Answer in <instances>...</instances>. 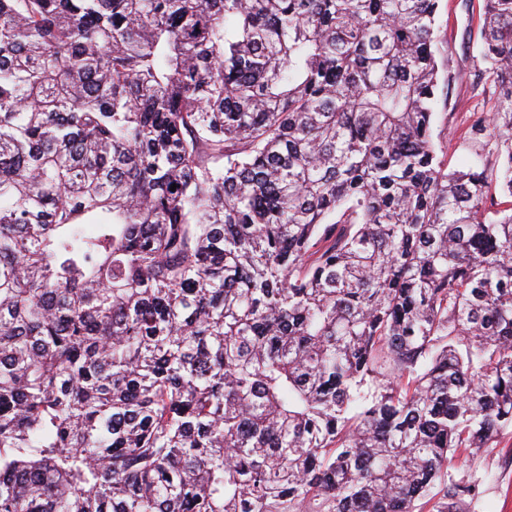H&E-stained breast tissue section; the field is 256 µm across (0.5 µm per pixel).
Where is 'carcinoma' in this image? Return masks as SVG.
I'll return each instance as SVG.
<instances>
[{
	"mask_svg": "<svg viewBox=\"0 0 512 512\" xmlns=\"http://www.w3.org/2000/svg\"><path fill=\"white\" fill-rule=\"evenodd\" d=\"M439 2L0 0V512L476 496L448 465L512 427V206L432 139Z\"/></svg>",
	"mask_w": 512,
	"mask_h": 512,
	"instance_id": "1",
	"label": "carcinoma"
}]
</instances>
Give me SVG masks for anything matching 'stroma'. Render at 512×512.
<instances>
[{"label":"stroma","instance_id":"35a3bbf8","mask_svg":"<svg viewBox=\"0 0 512 512\" xmlns=\"http://www.w3.org/2000/svg\"><path fill=\"white\" fill-rule=\"evenodd\" d=\"M482 8L483 0H442L437 47L453 80L446 104L437 108L432 135L449 170L469 166L484 170L492 197L505 209L512 206V198L500 189L504 158L494 137L477 139L470 133L477 117L490 114L497 104L494 83L482 58ZM449 473L453 479L479 486L478 496L466 500L462 512H512V428L479 463L469 466L456 461Z\"/></svg>","mask_w":512,"mask_h":512}]
</instances>
